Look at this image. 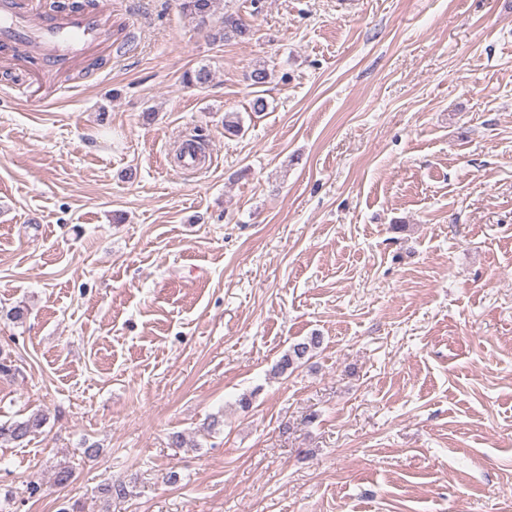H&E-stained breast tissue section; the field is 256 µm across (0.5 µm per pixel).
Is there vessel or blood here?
Instances as JSON below:
<instances>
[{
    "instance_id": "1",
    "label": "vessel or blood",
    "mask_w": 512,
    "mask_h": 512,
    "mask_svg": "<svg viewBox=\"0 0 512 512\" xmlns=\"http://www.w3.org/2000/svg\"><path fill=\"white\" fill-rule=\"evenodd\" d=\"M110 42L103 8L41 16L30 0H0V56L38 60L45 73Z\"/></svg>"
}]
</instances>
